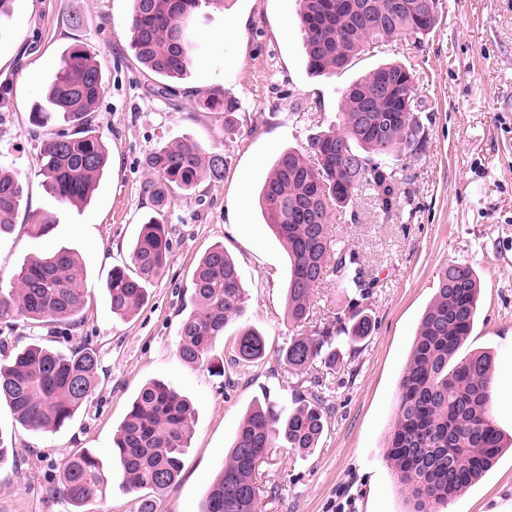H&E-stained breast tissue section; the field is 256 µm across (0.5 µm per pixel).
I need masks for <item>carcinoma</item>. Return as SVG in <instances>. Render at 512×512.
<instances>
[{"instance_id": "cac0c4a2", "label": "carcinoma", "mask_w": 512, "mask_h": 512, "mask_svg": "<svg viewBox=\"0 0 512 512\" xmlns=\"http://www.w3.org/2000/svg\"><path fill=\"white\" fill-rule=\"evenodd\" d=\"M223 0H132L127 22L130 46L143 68L159 79L152 92L168 98L192 65V37L201 3ZM307 70L316 75L347 67L365 49L396 38L422 39L437 24L438 0H299ZM104 93L96 54L68 49L48 85L44 103L31 112L36 125L57 126L41 141L39 161L46 184L64 204L90 196L108 161L102 137L90 130L91 112ZM341 108L327 129L307 138L303 150L288 149L275 160L259 204L264 223L288 253L287 320L293 327L312 321L313 291L328 274L352 292L343 314L322 322L309 335L288 341L280 359L301 372L313 360L336 362L335 340L358 342L373 324L362 307L375 288L359 255L333 246L335 215L358 221L354 198L366 189L384 213L399 209V185L408 180L406 160L422 156L428 131L414 69L398 61L378 65L340 91ZM203 106L224 113V130H240L239 101L222 89L203 93ZM227 158L184 138L155 147L142 167L141 192L153 216L141 229L129 261L112 267L106 288L112 315L125 320L144 303L147 285L166 272L171 243L159 216L173 194H189L203 180L224 179ZM15 173L0 168V235L11 232L23 199ZM29 233L42 238L54 229L50 211L31 217ZM15 292L0 295V322L24 319L78 326L87 288L76 257L58 249L22 265ZM192 310L179 331L180 358L224 372L211 355L228 326L246 311L241 272L221 245L199 260L191 282ZM481 282L475 271L451 263L438 277L432 303L422 315L395 405L394 429L385 456L399 486L410 494L412 512H440L449 499L475 484L506 447L491 417L494 356L460 352L478 316ZM236 364L265 357L263 335L242 328L232 349ZM98 356L85 341L66 352L32 338L25 348L0 355V401L32 430L71 424L97 384ZM330 407L322 384L313 381L294 393L288 407L267 395L256 399L238 426L224 467L209 487L202 512H259V464L277 446L306 451L317 446ZM194 426L191 404L160 381L143 385L117 427L112 458L125 487L148 490L138 512H155L153 495L172 488ZM112 481L89 449L66 457L56 496L81 508L103 496Z\"/></svg>"}]
</instances>
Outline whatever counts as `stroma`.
<instances>
[{"label": "stroma", "mask_w": 512, "mask_h": 512, "mask_svg": "<svg viewBox=\"0 0 512 512\" xmlns=\"http://www.w3.org/2000/svg\"><path fill=\"white\" fill-rule=\"evenodd\" d=\"M131 0H14L0 28V166L19 174L24 197L11 233L0 236V288L12 286L25 262L60 247L84 263L88 288L81 322L58 325L49 347L85 339L99 355L97 385L73 424L34 432L0 405V434L15 448L18 467L0 468V512H73L49 497L66 456L94 451L112 464V435L130 401L149 380H160L196 409L178 483L156 494V512H201L206 491L223 468L247 410L262 390L287 403L304 381L323 380L332 407L317 448H274L259 467L261 512H409L384 457L399 382L440 271L462 263L479 275V322L467 348L494 355L492 416L512 433V0H439L438 23L424 43L398 41L366 51L332 76L308 73L298 0H224L196 27L194 65L166 101L151 91L150 73L130 47ZM81 45L96 52L105 91L92 126L110 149V166L89 202L60 204L40 172L41 129L30 122L60 67L61 54ZM411 62L429 118L423 156L408 161L411 201L383 215L367 193L354 201L359 223L334 227L339 245L358 252L377 286L365 305L374 322L356 350L338 343L335 366L314 361L302 373L278 362L297 330L286 318L288 255L264 223L259 190L278 154L305 145L339 107V91L388 60ZM222 88L241 110L239 134H225L224 116L200 105L199 94ZM228 158L224 178L175 196L163 220L172 230L164 276L136 313L113 318L104 285L150 211L141 192L144 155L182 138ZM56 212L45 238L27 231L33 212ZM221 245L236 260L247 309L229 327L215 355L223 374L178 355L180 324L199 258ZM259 331L266 356L231 361L238 327ZM447 512H512V452H506Z\"/></svg>", "instance_id": "obj_1"}]
</instances>
